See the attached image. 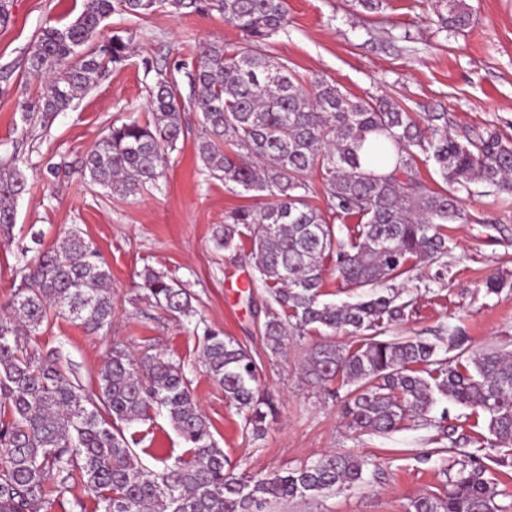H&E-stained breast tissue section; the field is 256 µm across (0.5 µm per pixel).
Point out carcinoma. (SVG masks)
<instances>
[{
	"label": "carcinoma",
	"instance_id": "obj_1",
	"mask_svg": "<svg viewBox=\"0 0 512 512\" xmlns=\"http://www.w3.org/2000/svg\"><path fill=\"white\" fill-rule=\"evenodd\" d=\"M176 13L217 11L242 39L211 45L187 73L190 105L201 113V161L224 183L267 198L224 216L216 246L233 255L252 243L253 285L267 292L260 328L276 352L291 334L340 332L357 343L315 346L308 372L318 382L347 388L341 405L348 428L389 434L422 418L438 398L483 414L487 447H512V355L471 352L457 329L434 340L383 339L403 321L413 299L393 280L420 263L446 265L448 225L470 221L458 192L480 182L494 196L512 192V137L487 131L459 140L448 133V113L424 116L398 102L364 99L318 77L305 87L288 63L267 54L268 40L288 25L287 0H84L62 26L40 29L26 53L44 89L20 104L22 121L46 120L67 110L110 67L129 57L132 37L96 41L113 14L137 18L162 7ZM435 23L461 33L472 20L467 0H431ZM185 103L174 73L160 72L150 87L148 116L112 124L87 155L93 184H118L127 195L158 187L179 140ZM433 161L445 187L432 190L416 160ZM319 172L326 208L308 201V179ZM27 179L15 159H0V237H9L16 202ZM334 263L356 301L321 300L324 260ZM146 299L175 317L193 312L180 280L147 270ZM0 315V512H50L69 493L97 512H265L281 500L351 487L370 465L333 453L257 481L235 473L217 447L183 364L160 354L114 350L85 391L60 368L57 353L36 354L22 337L50 315L89 331L111 326L116 311L108 264L76 231L25 262L20 284ZM201 353L210 379L243 413V429L258 436L276 414L248 349L219 330L205 329ZM160 408L185 444V454L159 472L144 467L129 426ZM446 480L444 491L420 495L409 512H509L485 466L470 453Z\"/></svg>",
	"mask_w": 512,
	"mask_h": 512
}]
</instances>
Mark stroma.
<instances>
[{
	"mask_svg": "<svg viewBox=\"0 0 512 512\" xmlns=\"http://www.w3.org/2000/svg\"><path fill=\"white\" fill-rule=\"evenodd\" d=\"M471 25L454 34L438 31L425 0H385L383 10H357L351 0H288V26L268 44L270 56L288 62L303 79L326 76L348 94L387 97L410 111L444 112L456 138L488 129L512 136V0H468ZM83 0H13L0 27V68L11 77L0 85V155H17L28 192L17 203L12 240L0 241V312L20 281L24 252L38 253L79 230L107 261L117 312L109 329L87 332L62 317L30 337L31 347L59 355L65 374L86 390L113 350L145 349L181 361L219 448L244 478L285 472L316 458L347 452L372 465L362 482L274 505L272 512H407L411 499L441 492L443 468L489 439L484 417L441 400L427 420L376 435L349 429L334 396L308 373V358L320 336H294L284 349L267 348L259 326L268 296L252 287L249 249L232 259L217 249L213 234L231 210L255 204L240 187L211 177L199 158L198 112L185 116L190 133L171 156L156 189L138 196L106 190L85 179L80 166L112 123L144 117L147 90L158 66L182 67L179 84L189 96L187 74L203 47L239 42L240 32L219 12L178 14L163 9L137 19L112 15L102 36L126 30L131 56L111 68L98 85L49 122L24 125L19 106L43 88L28 74L25 51L39 29L61 26L82 10ZM473 220L448 227L450 252L444 278L432 266L409 273L420 290L406 319L387 338H433L464 329L473 351L512 354V290H485L500 274L512 281V200L482 195L480 184L461 192ZM175 275L192 293L194 312L172 317L144 298L145 269ZM233 338L255 357L276 406L277 417L258 439L242 432L241 413L213 383L200 358L197 329ZM463 423L470 442L456 451L435 441L439 419ZM143 465L158 469L156 454L180 456L184 444L165 412L135 424Z\"/></svg>",
	"mask_w": 512,
	"mask_h": 512,
	"instance_id": "stroma-1",
	"label": "stroma"
}]
</instances>
